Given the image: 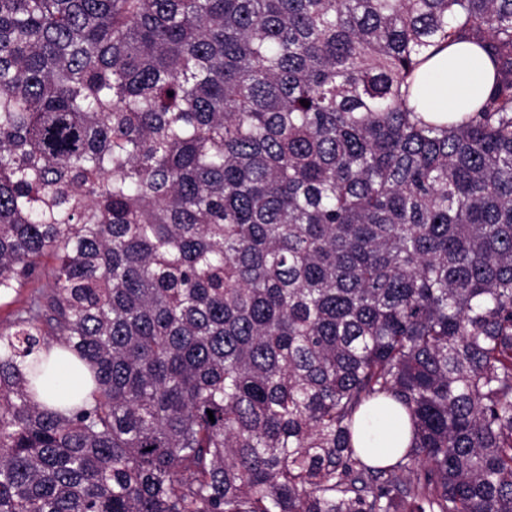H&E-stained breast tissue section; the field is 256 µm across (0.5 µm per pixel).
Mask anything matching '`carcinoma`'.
Here are the masks:
<instances>
[{
    "label": "carcinoma",
    "instance_id": "carcinoma-1",
    "mask_svg": "<svg viewBox=\"0 0 512 512\" xmlns=\"http://www.w3.org/2000/svg\"><path fill=\"white\" fill-rule=\"evenodd\" d=\"M463 42L491 91L427 121ZM48 259L0 512H512V0H0V299ZM379 397L411 441L373 466ZM494 71L474 45L460 43L432 57L416 74L409 102L427 117L446 120L485 99ZM42 384L45 399L57 403V400H67L71 394L77 392L82 386V378L67 361L58 359L45 373ZM387 401L390 410L377 406L365 412L353 438L356 451L373 465H384L395 460L410 441L406 416L399 413L393 401Z\"/></svg>",
    "mask_w": 512,
    "mask_h": 512
}]
</instances>
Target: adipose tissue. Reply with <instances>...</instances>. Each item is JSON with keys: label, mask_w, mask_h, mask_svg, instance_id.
Listing matches in <instances>:
<instances>
[{"label": "adipose tissue", "mask_w": 512, "mask_h": 512, "mask_svg": "<svg viewBox=\"0 0 512 512\" xmlns=\"http://www.w3.org/2000/svg\"><path fill=\"white\" fill-rule=\"evenodd\" d=\"M494 71L474 45L460 43L432 57L416 74L409 102L425 116L446 119L485 99L493 85ZM410 428L398 409H368L353 444L374 465H384L407 448Z\"/></svg>", "instance_id": "adipose-tissue-1"}]
</instances>
